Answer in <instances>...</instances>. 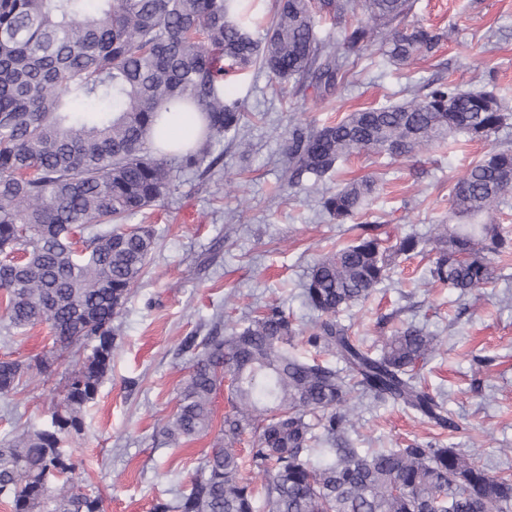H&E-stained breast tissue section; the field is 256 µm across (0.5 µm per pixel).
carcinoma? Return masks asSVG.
Instances as JSON below:
<instances>
[{
  "mask_svg": "<svg viewBox=\"0 0 512 512\" xmlns=\"http://www.w3.org/2000/svg\"><path fill=\"white\" fill-rule=\"evenodd\" d=\"M411 0H273L266 33L255 35L246 0H0V332L48 327L52 350L35 362L0 358V397L51 372L68 354L63 399L43 425L0 440V501L11 512H102V499L72 482L65 448L84 429L112 362L114 319L122 313L156 246L145 216L173 186V165L195 169L224 137L238 135L242 102L224 76L258 68L292 97L325 93L345 76L340 50L382 38V55L406 64L447 36L406 22ZM357 21L336 42L317 37L318 20ZM202 114L191 145L163 152L169 127ZM512 120L494 89L439 84L401 103L358 109L337 122L288 130V186L318 181L362 152L405 158L462 135L490 143ZM377 192L365 177L323 197L338 224L355 220ZM512 195V149L490 147L448 189V223L385 245L380 225L318 259L301 282L317 313L307 344L341 366L290 350L300 335L269 305L244 325L202 338L177 408L164 427L177 444L213 427L214 397L230 410L190 488L154 512H512V480L493 477L454 446L428 442L363 451L343 412L358 388L399 404L448 434L459 424L441 395L420 381L440 339L412 324L367 346L338 318L392 278L393 258L434 254V284L458 296L492 283L493 258L512 254V236L484 215ZM252 434L241 476L235 446Z\"/></svg>",
  "mask_w": 512,
  "mask_h": 512,
  "instance_id": "carcinoma-1",
  "label": "carcinoma"
}]
</instances>
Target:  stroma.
<instances>
[{"label":"stroma","mask_w":512,"mask_h":512,"mask_svg":"<svg viewBox=\"0 0 512 512\" xmlns=\"http://www.w3.org/2000/svg\"><path fill=\"white\" fill-rule=\"evenodd\" d=\"M410 22L451 29L428 57L396 65L380 44L347 53L349 73L327 96L276 94L266 72L250 70L226 88L243 99L249 119L239 138L225 137L214 172H173L172 192L149 218L158 245L120 318L110 369L68 441L76 484L101 497L103 512H153L160 499L195 476L213 435L178 445L160 430L176 410L192 355L183 342L212 328L229 331L281 303L300 327L315 313L298 295L308 268L332 247L351 243L363 224L396 238L429 235L448 221V189L467 174L485 146L457 141L407 159L367 154L340 161L321 188L309 179L285 188L282 173L289 127L323 125L364 107L396 103L425 92L430 81L462 89L493 74L512 103V0H415ZM377 179L374 202L348 224L323 214L322 190L362 177ZM429 256L397 261L391 286L344 312L354 335L379 342L401 323L438 331L442 343L423 370L442 391L460 425L452 441L491 475L512 477V256L494 263L492 288L466 297L430 283ZM67 366L26 382L0 401V436L14 426L41 424L60 402ZM348 408L359 448H404L440 440L437 428L400 406L351 393Z\"/></svg>","instance_id":"35a3bbf8"}]
</instances>
